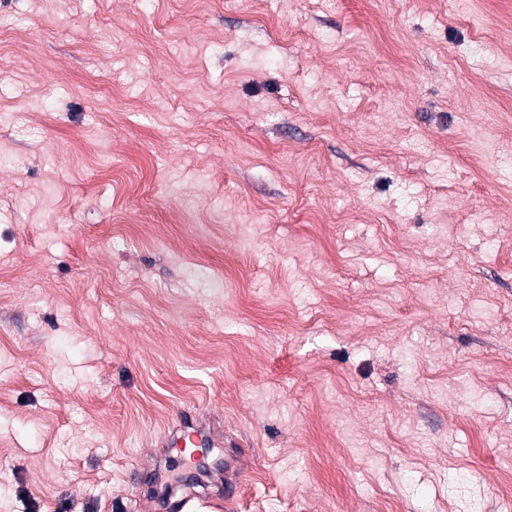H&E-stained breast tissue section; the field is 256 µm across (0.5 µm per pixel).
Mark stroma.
Returning <instances> with one entry per match:
<instances>
[{"mask_svg": "<svg viewBox=\"0 0 512 512\" xmlns=\"http://www.w3.org/2000/svg\"><path fill=\"white\" fill-rule=\"evenodd\" d=\"M512 0H0V512L512 506ZM169 448H175L184 455L189 456L192 462L190 470L182 478V485H194L198 482L196 477H200L202 472L209 468L204 454L205 448H220L223 441H217L201 426L180 417L176 426L170 433ZM200 451V452H199ZM231 462L226 460L224 463V496L223 494H220V497H217L216 500L222 501L224 499V510L226 512H233L237 508V499H238V492L237 489L239 488V475L238 472H236L237 476L233 479L229 471L231 470ZM176 495L177 493L172 487L170 492L160 498H156V511L176 510V512H193L189 505L196 496L194 494H182L179 498L172 500Z\"/></svg>", "mask_w": 512, "mask_h": 512, "instance_id": "obj_1", "label": "stroma"}]
</instances>
